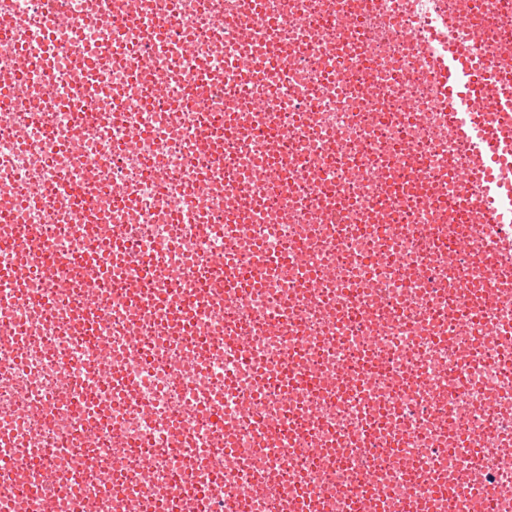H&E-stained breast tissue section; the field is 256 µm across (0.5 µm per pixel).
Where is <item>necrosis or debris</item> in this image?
Segmentation results:
<instances>
[{
	"label": "necrosis or debris",
	"instance_id": "obj_1",
	"mask_svg": "<svg viewBox=\"0 0 512 512\" xmlns=\"http://www.w3.org/2000/svg\"><path fill=\"white\" fill-rule=\"evenodd\" d=\"M65 25L38 28L29 0H0V159L14 177L0 213L42 224L55 248L76 252L100 241L91 268L98 320L77 322L79 288L63 272L26 280L27 297L0 285V429L13 433L28 465L0 481V500L23 496L53 440L71 450L55 485V512H141L168 503L204 512L227 491L240 512H299L317 496L325 512H512V383L496 361L504 340L455 311L462 281L483 280L486 264L459 268L452 249L422 236L442 221L466 227L484 252L488 230L467 223L454 168L464 159L447 113L434 104L435 80L420 56L398 53L421 34L433 7L479 27L476 53L512 52V0H274L270 30L249 0H148L144 15L172 12L193 51L157 48L126 0H66ZM501 18L487 29L488 13ZM128 29L112 49V26ZM278 39L275 57L263 47ZM75 40L89 61L65 53L54 71L32 70L25 51ZM148 55L167 89L151 94L129 55ZM206 70L211 83L195 77ZM263 99L275 132L259 135L244 94ZM115 112L144 129L134 149ZM234 119L239 133L211 164L210 122ZM79 141L81 154L67 150ZM286 177L281 197L264 194L263 171ZM137 183L135 201L116 205V183ZM433 191L439 207L419 200ZM202 226L182 223L183 211ZM171 248L158 252L159 243ZM302 257L258 285L228 291L207 306L211 342L197 350L189 331L159 306L118 301L112 287L150 277L191 297L213 287L208 261L231 256L237 278L259 250ZM51 292L52 308L34 302ZM243 333L256 365L238 361L226 336ZM134 382L115 394L96 365ZM313 386L287 395L284 365ZM96 401L85 416L81 404ZM223 413L218 432L215 413ZM390 449L356 445L358 432ZM111 450L106 481L87 463Z\"/></svg>",
	"mask_w": 512,
	"mask_h": 512
}]
</instances>
